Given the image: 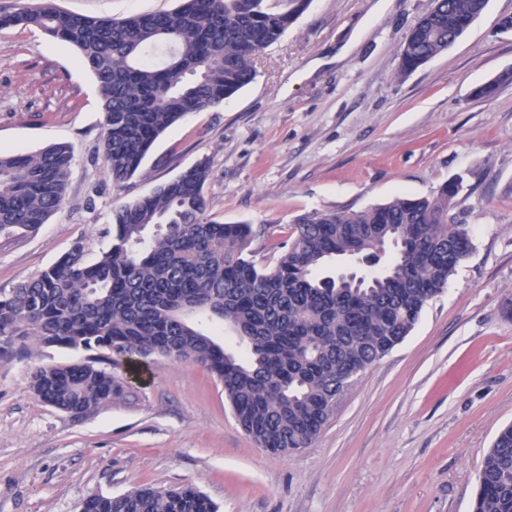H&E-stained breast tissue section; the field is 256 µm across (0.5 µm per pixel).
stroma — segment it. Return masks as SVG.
I'll list each match as a JSON object with an SVG mask.
<instances>
[{
	"mask_svg": "<svg viewBox=\"0 0 512 512\" xmlns=\"http://www.w3.org/2000/svg\"><path fill=\"white\" fill-rule=\"evenodd\" d=\"M120 18L176 0H0ZM432 0H311L223 106L161 135L114 185L98 152L99 84L73 47L35 27L0 29V150L74 148L63 205L35 232L0 236V289L76 241L107 249L112 212L209 159L206 213L252 225L256 262L295 219L431 197L462 177L455 223L473 252L405 339L342 393L312 444L258 448L204 367L153 358L128 394L82 419L35 399L34 366L88 351L36 346L0 358V512H80L93 495L190 485L217 512H470L483 457L512 424V0H488L448 50L399 75L403 42Z\"/></svg>",
	"mask_w": 512,
	"mask_h": 512,
	"instance_id": "stroma-1",
	"label": "stroma"
}]
</instances>
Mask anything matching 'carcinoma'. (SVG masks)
Here are the masks:
<instances>
[{"label": "carcinoma", "instance_id": "carcinoma-1", "mask_svg": "<svg viewBox=\"0 0 512 512\" xmlns=\"http://www.w3.org/2000/svg\"><path fill=\"white\" fill-rule=\"evenodd\" d=\"M488 0H433L406 36L399 74L446 51ZM310 0H178L170 11L90 18L60 9L0 12V28L35 26L78 50L96 77L104 122L98 150L116 185L134 176L155 140L186 116L216 108L250 83L260 52ZM73 158L56 144L0 154V236L32 232L64 203ZM204 159L112 213L110 247L94 260L78 242L53 266L0 292V356L32 344L99 351L80 364L39 365L30 390L75 419L126 395L123 373L156 357L203 365L260 448H307L345 380L361 375L413 330L426 305L470 255L448 222L463 188L398 197L353 212L300 216L276 261L249 257V224L205 215ZM164 227L152 238L146 228ZM392 241L384 270L361 279L321 276L337 257ZM219 321L248 347L228 353L203 328ZM82 512H216L193 487L93 495ZM472 512H512V425L485 454Z\"/></svg>", "mask_w": 512, "mask_h": 512}]
</instances>
